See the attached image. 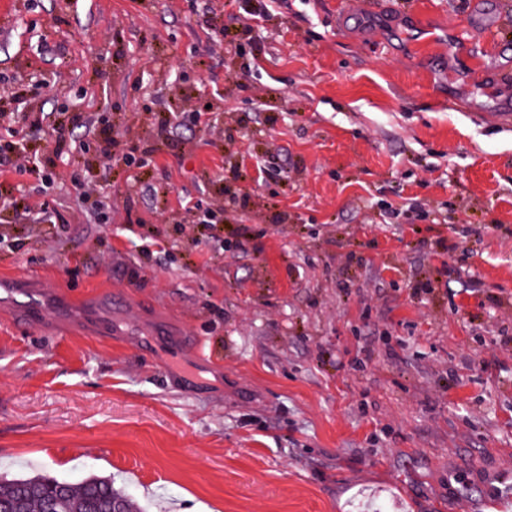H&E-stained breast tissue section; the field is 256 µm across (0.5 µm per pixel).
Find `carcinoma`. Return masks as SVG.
I'll return each instance as SVG.
<instances>
[{"instance_id": "1", "label": "carcinoma", "mask_w": 512, "mask_h": 512, "mask_svg": "<svg viewBox=\"0 0 512 512\" xmlns=\"http://www.w3.org/2000/svg\"><path fill=\"white\" fill-rule=\"evenodd\" d=\"M114 499L121 500L124 512L139 508L110 476L89 473L78 483L42 472L0 477V512H112Z\"/></svg>"}]
</instances>
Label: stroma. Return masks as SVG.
I'll return each mask as SVG.
<instances>
[{"mask_svg":"<svg viewBox=\"0 0 512 512\" xmlns=\"http://www.w3.org/2000/svg\"><path fill=\"white\" fill-rule=\"evenodd\" d=\"M403 2L0 0V76L152 152L72 156L112 225L51 250L11 203L73 182L0 177V278L49 302L0 303V475H109L150 512H512V0ZM494 24L496 55L449 50ZM185 200L223 224L174 235ZM19 278L1 279L0 296L2 300L11 302L16 306V322L22 324L27 320H34L41 317L46 312L45 301L37 295L30 294L26 301H18L17 295L20 293L18 288Z\"/></svg>","mask_w":512,"mask_h":512,"instance_id":"1","label":"stroma"}]
</instances>
